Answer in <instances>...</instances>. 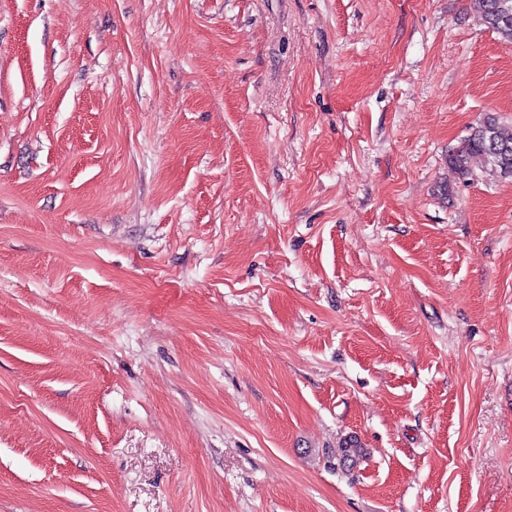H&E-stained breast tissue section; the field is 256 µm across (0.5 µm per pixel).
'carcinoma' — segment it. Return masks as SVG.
Masks as SVG:
<instances>
[{
	"label": "carcinoma",
	"instance_id": "obj_1",
	"mask_svg": "<svg viewBox=\"0 0 512 512\" xmlns=\"http://www.w3.org/2000/svg\"><path fill=\"white\" fill-rule=\"evenodd\" d=\"M470 8L481 15L489 28L512 42V0H470ZM477 159L497 176H512V128H504L492 114L472 128L448 154V166L465 181L471 176L473 162ZM363 457L361 445L350 440L339 448L337 465L351 470Z\"/></svg>",
	"mask_w": 512,
	"mask_h": 512
}]
</instances>
